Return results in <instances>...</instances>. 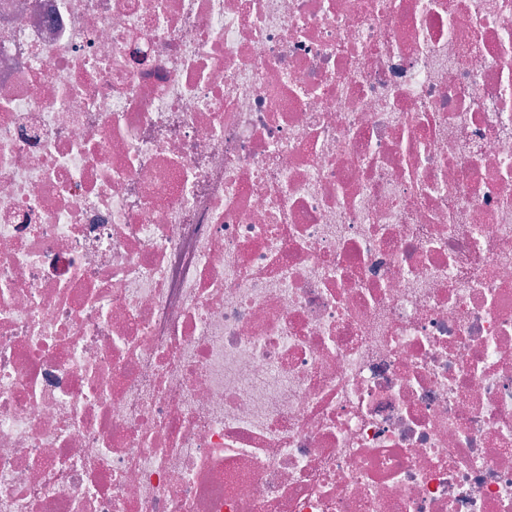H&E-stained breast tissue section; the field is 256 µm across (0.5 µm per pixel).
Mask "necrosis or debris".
<instances>
[{"label": "necrosis or debris", "mask_w": 512, "mask_h": 512, "mask_svg": "<svg viewBox=\"0 0 512 512\" xmlns=\"http://www.w3.org/2000/svg\"><path fill=\"white\" fill-rule=\"evenodd\" d=\"M0 512H512V0H0Z\"/></svg>", "instance_id": "obj_1"}]
</instances>
